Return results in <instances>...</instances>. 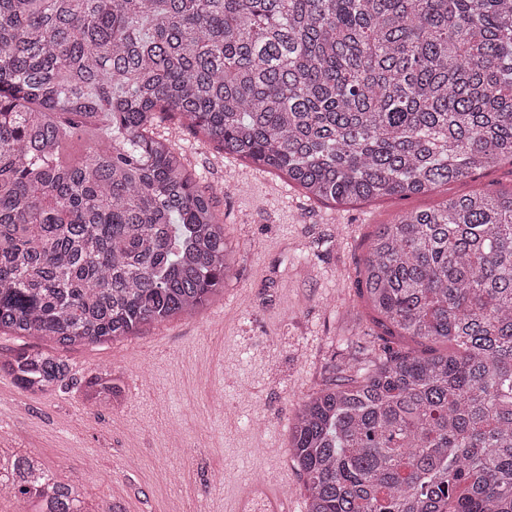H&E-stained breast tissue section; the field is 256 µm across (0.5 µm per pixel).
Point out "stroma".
<instances>
[{
  "label": "stroma",
  "instance_id": "stroma-1",
  "mask_svg": "<svg viewBox=\"0 0 512 512\" xmlns=\"http://www.w3.org/2000/svg\"><path fill=\"white\" fill-rule=\"evenodd\" d=\"M156 132L215 200L233 248L230 276L196 312L105 344L66 350L71 373L33 396L0 373V448L41 458L76 480L101 512H224L247 478L287 472L292 512L305 480L288 452L302 400L336 362L367 346L408 351L356 287L375 225L475 190L512 189V163L420 197L338 205L306 197L278 172L224 154L171 117ZM122 376L125 400L88 410L84 381Z\"/></svg>",
  "mask_w": 512,
  "mask_h": 512
}]
</instances>
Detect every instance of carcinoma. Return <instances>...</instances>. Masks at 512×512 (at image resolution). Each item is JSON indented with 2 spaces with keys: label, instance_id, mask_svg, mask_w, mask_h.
Masks as SVG:
<instances>
[{
  "label": "carcinoma",
  "instance_id": "obj_1",
  "mask_svg": "<svg viewBox=\"0 0 512 512\" xmlns=\"http://www.w3.org/2000/svg\"><path fill=\"white\" fill-rule=\"evenodd\" d=\"M177 115L309 195L408 198L512 161V0H0V331L61 347L191 314L224 288V222L154 133ZM107 122L77 164L62 144ZM359 290L400 337L299 405L307 512H512V191L378 224ZM31 395L69 376L0 357ZM119 377L88 379L92 408ZM30 512H97L0 452Z\"/></svg>",
  "mask_w": 512,
  "mask_h": 512
}]
</instances>
